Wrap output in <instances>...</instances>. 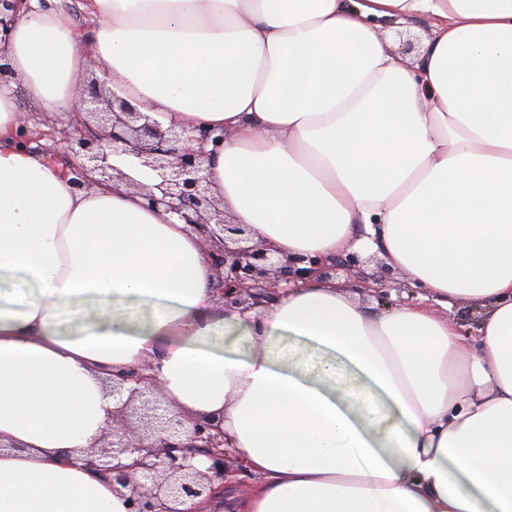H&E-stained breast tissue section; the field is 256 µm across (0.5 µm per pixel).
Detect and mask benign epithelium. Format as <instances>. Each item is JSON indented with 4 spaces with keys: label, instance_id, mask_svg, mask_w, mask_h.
Returning a JSON list of instances; mask_svg holds the SVG:
<instances>
[{
    "label": "benign epithelium",
    "instance_id": "benign-epithelium-1",
    "mask_svg": "<svg viewBox=\"0 0 512 512\" xmlns=\"http://www.w3.org/2000/svg\"><path fill=\"white\" fill-rule=\"evenodd\" d=\"M26 0H0V27L14 20ZM78 119L63 132V148L78 191L122 182L135 189L151 209L176 215L200 235L214 270L213 290L226 308L242 312L267 307L281 290L317 276L327 281L340 271L357 274L363 292L378 299L380 286L394 268L357 252L322 258L291 254L256 241L246 224L225 214L207 162L224 134L182 125L167 127L140 111L126 90L94 75L77 82ZM112 441L92 449L85 465L112 483L129 512H193L188 503L224 491L215 482L233 460L220 420H189L174 411L156 378L154 366L117 372L109 379Z\"/></svg>",
    "mask_w": 512,
    "mask_h": 512
}]
</instances>
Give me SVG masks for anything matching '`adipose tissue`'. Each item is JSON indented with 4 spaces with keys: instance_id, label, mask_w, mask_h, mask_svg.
<instances>
[{
    "instance_id": "obj_1",
    "label": "adipose tissue",
    "mask_w": 512,
    "mask_h": 512,
    "mask_svg": "<svg viewBox=\"0 0 512 512\" xmlns=\"http://www.w3.org/2000/svg\"><path fill=\"white\" fill-rule=\"evenodd\" d=\"M86 9L88 37L38 0L0 32L16 79L0 86V276L18 278L0 290V512H128L82 452L112 418L105 379L146 363L260 475L224 512H512V0ZM421 18L409 66L381 25ZM98 60L162 123L225 131L211 178L255 239L324 257L358 241L420 298L373 315L313 279L258 313L217 305L177 216L121 183L74 190L64 162L16 144L14 86L72 113ZM87 305L105 327L65 332ZM225 328L253 348L214 346ZM284 336L325 355L320 374L274 351Z\"/></svg>"
}]
</instances>
